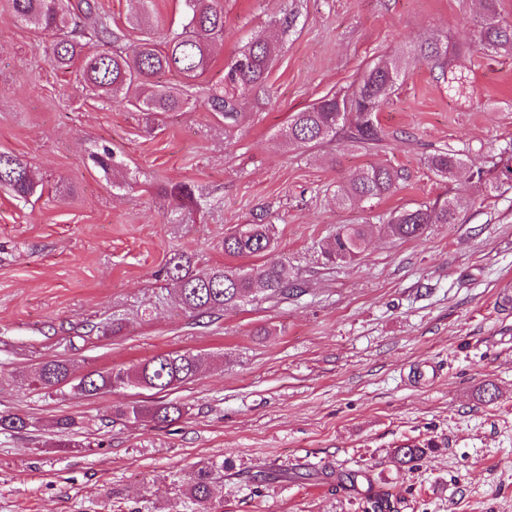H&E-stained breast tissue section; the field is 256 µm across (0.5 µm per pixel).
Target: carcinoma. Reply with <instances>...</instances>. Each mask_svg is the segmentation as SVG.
I'll use <instances>...</instances> for the list:
<instances>
[{"label": "carcinoma", "mask_w": 512, "mask_h": 512, "mask_svg": "<svg viewBox=\"0 0 512 512\" xmlns=\"http://www.w3.org/2000/svg\"><path fill=\"white\" fill-rule=\"evenodd\" d=\"M6 8L17 21L31 29L54 36L50 61L58 69L68 70L81 62L80 73L85 85L124 106L131 105L149 112H176L185 103L183 90L166 86L158 78L175 74L183 83L203 77L209 70L215 45L224 34V6L221 0H181L184 23L180 31L158 40L144 39L131 52L109 51L105 45L114 38L111 26L97 20L90 39L97 48L86 49L67 31L72 9L88 17L97 15L95 0H5ZM482 10L476 19L477 38L474 49L495 54L512 55V24L501 18L498 0H479ZM279 52V41L257 39L241 50L227 66L224 85L213 90L206 104L210 111L224 119L231 129L240 119L237 100L250 89L265 84L272 60ZM448 44L439 39L422 43L416 54L424 60L445 62ZM401 76L397 59L379 61L369 66L351 92L326 94L309 108L288 118L284 137L298 147H315L342 137L350 142L376 145L384 132L377 113L394 91ZM428 168L437 176L451 178L464 166L463 151L452 148L434 150L427 159ZM477 183L485 193L512 184V142L498 148L493 169L475 172ZM401 173L386 166L359 169L348 178L343 196L349 202L371 203L397 188ZM0 185L14 196L26 199L38 184L28 162L18 155L0 153ZM161 193L169 197L178 211H191L195 205L193 188L186 183L168 184ZM464 204L458 200L437 201L431 205L402 209L390 219V231L401 239L423 236L432 224H454ZM368 234L364 224H341L333 242L324 251L329 264L353 262L361 256ZM275 248L271 224H245L224 235V254L237 259L265 257ZM175 299L185 310L198 316L237 308L249 298L274 299L301 290V284L290 278L286 265L275 259L251 266L212 267L202 272L193 270L192 257L186 252L170 255L164 266ZM202 366V357L189 351L155 355L128 369L104 373L75 375L67 360L54 359L40 365L28 385L42 389H59L69 385L74 394L96 396L117 387H136L168 392L191 380ZM122 419L135 422L149 418L158 424H172L183 415V408L173 401H157L151 405L132 404L117 410ZM30 426L19 415L0 416V429L21 432ZM427 446L404 443L394 452L399 464L421 460ZM224 466L215 464L198 469L187 498L206 504L213 501Z\"/></svg>", "instance_id": "1"}]
</instances>
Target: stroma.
Returning a JSON list of instances; mask_svg holds the SVG:
<instances>
[{"label":"stroma","mask_w":512,"mask_h":512,"mask_svg":"<svg viewBox=\"0 0 512 512\" xmlns=\"http://www.w3.org/2000/svg\"><path fill=\"white\" fill-rule=\"evenodd\" d=\"M128 50L180 31V0H152L150 26L132 27L138 0H98ZM224 37L177 112L114 106L78 69L50 62V36L0 8V152L21 156L41 193L0 186V512H198L184 496L199 467L224 466L208 512H363L367 493L388 512H512V187L482 194L471 173L512 142V56L471 50L475 0H223ZM295 13L282 34L280 20ZM282 34L268 82L240 100L225 129L205 100L248 43ZM438 38L459 48L449 66L415 56ZM403 57L398 89L378 114L383 146L287 145L289 115L350 91L370 63ZM465 73L449 94L445 69ZM467 149L453 179L427 155ZM110 149L115 170L94 161ZM405 178L381 201L339 199L357 169ZM187 182L197 206L183 223L159 186ZM466 201L454 224L417 240L392 237L390 213ZM278 232L276 259L300 294L197 316L173 300L163 267L191 254L197 269L228 263L224 236L256 215ZM341 224H368L360 261L329 266L321 251ZM190 351L203 365L168 392L171 425L114 419L155 401L114 389L81 398L23 386L51 359L77 375ZM494 384L497 397L483 390ZM77 421L57 433V419ZM72 447H63V440ZM428 444L398 465L397 445Z\"/></svg>","instance_id":"1"}]
</instances>
